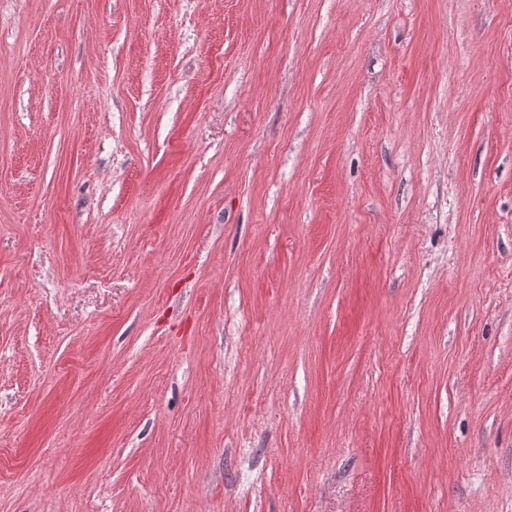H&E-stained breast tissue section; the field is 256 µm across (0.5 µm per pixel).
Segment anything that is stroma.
<instances>
[{
	"label": "stroma",
	"mask_w": 512,
	"mask_h": 512,
	"mask_svg": "<svg viewBox=\"0 0 512 512\" xmlns=\"http://www.w3.org/2000/svg\"><path fill=\"white\" fill-rule=\"evenodd\" d=\"M0 512H512V0H0Z\"/></svg>",
	"instance_id": "stroma-1"
}]
</instances>
